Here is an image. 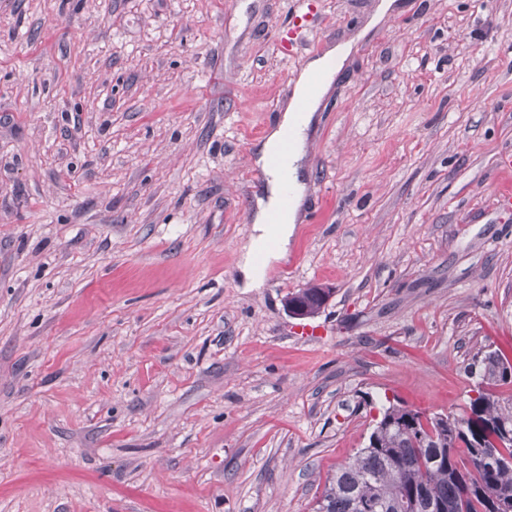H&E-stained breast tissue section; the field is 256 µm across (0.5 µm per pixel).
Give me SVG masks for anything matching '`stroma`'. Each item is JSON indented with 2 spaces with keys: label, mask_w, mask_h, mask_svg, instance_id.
<instances>
[{
  "label": "stroma",
  "mask_w": 512,
  "mask_h": 512,
  "mask_svg": "<svg viewBox=\"0 0 512 512\" xmlns=\"http://www.w3.org/2000/svg\"><path fill=\"white\" fill-rule=\"evenodd\" d=\"M379 3L0 0V512H314L388 401L512 360V0ZM347 40L247 287L255 149ZM320 288L322 287L319 285H317V288H313L312 285L307 288H302L298 292L292 293L291 296H288V304L294 300L302 301L308 306V314L314 316L323 307L319 295ZM288 310L293 316L299 319L311 317L306 314V306L299 302L290 304L288 306Z\"/></svg>",
  "instance_id": "obj_1"
}]
</instances>
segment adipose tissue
Masks as SVG:
<instances>
[{"mask_svg": "<svg viewBox=\"0 0 512 512\" xmlns=\"http://www.w3.org/2000/svg\"><path fill=\"white\" fill-rule=\"evenodd\" d=\"M351 48V43H340L325 55L306 63L295 83L293 105L281 113L274 131L257 150V163L264 170L266 182L263 195L257 200V210L253 217L255 234L250 241V252L263 251L269 235L272 234L276 235L280 245L288 243L298 210L305 197L304 154L302 151H295L279 169L270 167L269 160L279 153L284 140L294 138L300 142L305 141L307 130L321 104L320 96L311 95L309 92L311 77L319 72L335 76L348 58ZM301 101L306 104V109L302 112L296 108L297 103ZM286 179L291 181L294 189L292 206L287 213H280L281 222L277 230L273 231L269 229L267 220L270 213L280 212L282 182Z\"/></svg>", "mask_w": 512, "mask_h": 512, "instance_id": "obj_1", "label": "adipose tissue"}]
</instances>
